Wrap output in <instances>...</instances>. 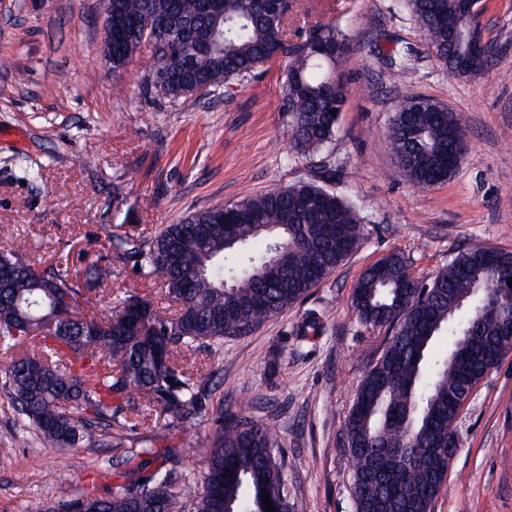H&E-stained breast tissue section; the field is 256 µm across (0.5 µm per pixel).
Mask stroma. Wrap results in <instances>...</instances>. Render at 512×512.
I'll list each match as a JSON object with an SVG mask.
<instances>
[{
  "instance_id": "obj_1",
  "label": "stroma",
  "mask_w": 512,
  "mask_h": 512,
  "mask_svg": "<svg viewBox=\"0 0 512 512\" xmlns=\"http://www.w3.org/2000/svg\"><path fill=\"white\" fill-rule=\"evenodd\" d=\"M99 3L0 0V249L22 237L35 266L98 263L106 277L90 313L103 320L111 300L142 284L135 260L112 259V230L154 234L298 182L353 201L363 238L331 275L251 333L186 355V371L211 377L201 414L170 430L140 396L123 406L140 437L181 449L172 483L181 496L201 488L218 419L244 415L279 436L290 512H355L345 422L390 337L353 305L360 275L392 252L428 280L461 250L512 252V0H483L482 36L497 49L484 77L448 74L407 0H291L289 31L335 21L352 47L335 134L311 156L290 147L285 59L209 94L173 98L154 82L151 47L113 69ZM393 50L408 56L406 73L388 66ZM411 95L463 120L466 151L446 182L413 186L387 147L389 121ZM20 424L0 393V512H28L34 499L67 503L93 486L106 497L128 489L100 476L126 458L117 439L61 449L32 437L17 447ZM455 425L460 443L431 512H512V350Z\"/></svg>"
}]
</instances>
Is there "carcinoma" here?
I'll return each instance as SVG.
<instances>
[{
	"mask_svg": "<svg viewBox=\"0 0 512 512\" xmlns=\"http://www.w3.org/2000/svg\"><path fill=\"white\" fill-rule=\"evenodd\" d=\"M436 57L458 64L452 33L465 15L463 0H408ZM112 11V67L128 64L145 42L153 44V76L168 96L205 94L288 59L282 105L290 118L292 149L319 152L333 137L344 88L334 83L348 40L327 23L288 40L276 0H103ZM474 75L490 74L495 48L473 47ZM461 117L432 98L414 95L394 113L388 141L407 180L426 185L418 157L463 154ZM354 204L314 182L246 194L225 206L192 213L154 236L114 232L112 257L136 258L142 278L161 281L178 309L167 314L137 292H123L117 313L99 321L82 310L85 291L104 280L90 264L72 274L56 263L25 264L26 240L0 251V268L13 271L0 291V350L10 355L3 389L26 429L55 448L105 444L136 425L120 421L121 400L136 391L169 427L197 414L209 376L188 374L178 351L243 336L300 301L359 245ZM485 249L456 255L428 287L407 280L406 264L391 254L363 274L353 301L363 321L391 331L377 366L364 375L345 425L348 452L360 460L352 476L355 512H431L447 475L458 435L459 406L449 394L479 382L497 363L489 343L512 324V305L487 307L512 278V252ZM232 287H224V279ZM484 288V293L473 289ZM138 306L139 328L124 314ZM448 335L442 355L435 343ZM264 423L234 416L219 425L207 471L192 502L171 488L179 451L131 442L120 476L143 491L140 512H259L261 492L274 512H288L284 469ZM448 449L442 458L438 449ZM162 460L154 471L148 470ZM68 512H128L126 494L109 498L88 490Z\"/></svg>",
	"mask_w": 512,
	"mask_h": 512,
	"instance_id": "obj_1",
	"label": "carcinoma"
}]
</instances>
